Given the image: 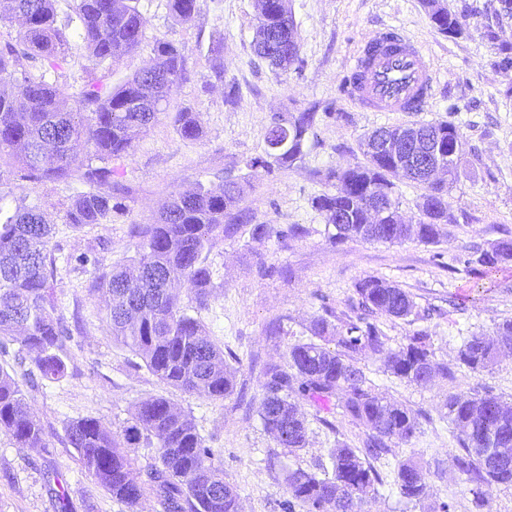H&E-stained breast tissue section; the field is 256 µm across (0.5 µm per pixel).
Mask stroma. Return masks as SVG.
I'll list each match as a JSON object with an SVG mask.
<instances>
[{"instance_id": "obj_1", "label": "stroma", "mask_w": 512, "mask_h": 512, "mask_svg": "<svg viewBox=\"0 0 512 512\" xmlns=\"http://www.w3.org/2000/svg\"><path fill=\"white\" fill-rule=\"evenodd\" d=\"M440 2L465 19L461 34L437 31L422 0H291L301 62L283 72L254 52L256 0H198L188 23L172 17L169 0H140L142 43L113 64L105 83L117 84L149 65L159 41L182 49L189 78L173 91L167 113L114 162L129 189L124 215L109 224L74 229L67 226L65 211L79 183L0 181L1 196L26 197L53 224L56 297L66 321L76 328L66 344L65 378L40 379L24 388L31 415L45 429L46 447L22 448L0 432V512H62L55 494L60 476L70 487L72 512H164L154 496L131 508L97 489L66 439L69 423L87 416L121 434L134 406L152 397L168 399L193 419L215 463L223 467L225 481L236 488L242 512H285V470H316L337 442L356 443L362 433L333 412L319 419L308 406L307 445L291 454L276 447L257 413L263 365L286 362L289 345L307 339L306 328L321 300H328L343 320L351 314L358 280L380 277L398 285L412 295L418 313L405 320L385 319L389 347L403 346L424 330L439 363L454 362L464 336L492 331L512 319V262L480 280L464 264L472 246L512 240V10L504 0ZM387 27L412 37L433 60L436 83L422 111L367 112L346 91L343 78L350 59L369 34ZM215 55L224 66L220 82L210 70ZM90 67L74 40L50 80L71 95ZM312 106L320 114L314 128L317 144L303 162L269 171L246 168L247 160L262 154L273 114ZM183 107L199 112V139L184 140L174 131L169 114ZM339 112L345 120H336ZM438 120L455 123L465 138L457 179L446 197L454 221L442 242L332 244L313 205L314 197L331 186L329 172L363 163L360 141L374 129ZM229 177L245 179L240 205L251 210L256 223L301 224L306 232L284 242H254L241 232L218 237L208 254L215 287L207 306L197 308L192 285L179 289L182 305L201 320L236 370L234 393L213 399L169 386L139 365L128 348L113 340L100 300L88 285L96 269L134 255L133 225L151 223L171 196L200 186L216 189ZM98 238L109 243L99 254V267L78 269L68 262L69 254L84 251ZM264 264L282 268V275L260 277ZM358 364L379 392L406 405L420 422L411 442L376 461L384 484L368 502V512H440L445 504L450 512H476L471 495L460 491V474L447 465L459 446L444 402L449 393L473 390L511 401L512 354L491 370L459 367L454 379L438 377L425 387L390 374L384 355L359 358ZM407 459L430 468L447 466L443 476L431 477L424 503L406 501L394 485L395 467Z\"/></svg>"}]
</instances>
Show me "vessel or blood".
<instances>
[{"instance_id":"b4317fda","label":"vessel or blood","mask_w":512,"mask_h":512,"mask_svg":"<svg viewBox=\"0 0 512 512\" xmlns=\"http://www.w3.org/2000/svg\"><path fill=\"white\" fill-rule=\"evenodd\" d=\"M369 42L376 52H359L351 60L358 79L351 83L350 95L376 112L421 111L435 81L428 52L394 31L375 32Z\"/></svg>"}]
</instances>
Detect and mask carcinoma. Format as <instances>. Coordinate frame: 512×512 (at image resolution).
<instances>
[{"label":"carcinoma","mask_w":512,"mask_h":512,"mask_svg":"<svg viewBox=\"0 0 512 512\" xmlns=\"http://www.w3.org/2000/svg\"><path fill=\"white\" fill-rule=\"evenodd\" d=\"M56 0H0V24L21 21L16 43L0 46V167L18 182H65L77 179L86 189L71 198L66 223L82 228L112 222L124 214V194L112 161L129 154L134 139L149 130L167 111L168 99L187 79L185 56L178 46L157 42L152 63L122 83L110 86L98 71L137 50L144 17L138 0H74L79 20L77 36L92 63L79 91L67 96L47 79L66 58L69 40L58 25ZM429 17L444 34L462 33L465 20L441 5L425 0ZM173 17L191 21L197 0H169ZM253 48L257 56L283 71L300 62L297 30L289 0H257ZM41 74L31 75L29 64ZM264 134L265 154L248 160L251 169L289 167L302 159L317 112L308 109L289 116H273ZM176 132L193 140L202 132L200 113L190 107L172 117ZM390 137L399 156L438 147L431 155L448 165V180L411 181L425 193L415 220L391 199L377 207L366 195L369 187L394 185L395 166L376 144ZM464 136L448 121L419 126L381 127L363 138L362 165L329 174L333 190L314 198L313 204L333 227L335 242L360 240L401 244L416 238L437 245L448 217L444 196L456 179ZM243 189L232 178L218 191L199 188L172 196L150 224H135V254L93 277L88 291L105 295V320L113 338L128 347L162 382L186 392H203L222 399L235 390V369L224 350L206 335L204 324L180 305L176 289L191 283L198 307L207 306L215 288L207 254L218 236L245 229L252 241L272 237L286 241L306 232L299 224L276 227L256 224L240 208ZM51 226L26 198L9 207L0 196V354H8L23 330L21 346L36 352L35 370L22 378L0 368V431L14 442L44 448L45 430L27 410L23 384L36 378L56 381L67 373L66 341L72 329L59 312L54 296L56 257L50 248ZM108 243L95 239L69 260L85 268L98 266V251ZM512 261V240L471 251L466 265L486 276ZM353 316L333 323V308L321 303L322 313L308 328L309 338L288 348V361L268 364L262 373L263 398L258 415L276 446L295 453L305 447L307 420L301 405L318 410L334 406L342 416L363 427L361 445L341 442L330 452L331 470L318 475L301 468L288 471L286 509L295 512H366L365 504L379 493L383 478L371 464L408 443L420 429L418 418L405 405L376 392L375 384L357 365L362 356L383 353L387 371L418 387L439 375L452 378L448 365L434 360L430 336L421 331L397 349L387 346L378 323L381 316L406 319L417 314L413 297L399 286L377 277L354 284ZM335 342L336 349L327 347ZM512 350V320L490 333L468 336L457 361L475 373L498 362ZM448 419L459 429L461 453L450 456L451 466L463 476L464 490L474 496L478 509L490 512L484 488L512 487V404L488 390L448 394ZM68 442L76 461L95 486L131 507L146 494L160 500L165 512H240L237 491L224 481V470L213 462L193 420L162 397L139 403L123 429L124 442L94 417L70 422ZM158 448L157 457L140 467L130 449ZM399 495L420 503L428 496L429 473L413 460L397 464Z\"/></svg>","instance_id":"cac0c4a2"}]
</instances>
